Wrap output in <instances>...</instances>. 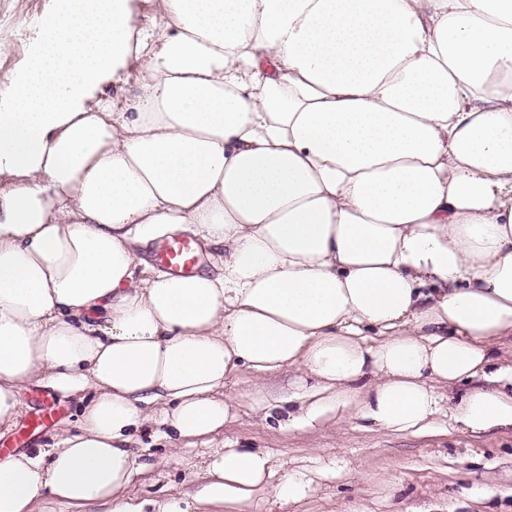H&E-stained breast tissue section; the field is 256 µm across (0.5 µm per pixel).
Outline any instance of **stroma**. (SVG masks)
<instances>
[{
    "label": "stroma",
    "mask_w": 512,
    "mask_h": 512,
    "mask_svg": "<svg viewBox=\"0 0 512 512\" xmlns=\"http://www.w3.org/2000/svg\"><path fill=\"white\" fill-rule=\"evenodd\" d=\"M56 0H0V92L24 69L38 40L39 21ZM293 368L254 378L241 373L224 390L234 404L223 431L174 442L166 427L148 424L136 435L137 454L161 459L136 474L143 498L191 500L210 455L227 448H259L284 459L304 484L302 497L267 493L249 512H512V433L472 438L452 430L427 434L366 429L345 413L310 428L288 425V397L303 378ZM17 425L0 434V460L75 429L81 405L49 389L21 394Z\"/></svg>",
    "instance_id": "1"
}]
</instances>
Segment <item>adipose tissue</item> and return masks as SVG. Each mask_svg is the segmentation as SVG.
I'll return each instance as SVG.
<instances>
[{"label":"adipose tissue","mask_w":512,"mask_h":512,"mask_svg":"<svg viewBox=\"0 0 512 512\" xmlns=\"http://www.w3.org/2000/svg\"><path fill=\"white\" fill-rule=\"evenodd\" d=\"M131 2L58 0L0 94V430L33 384L82 405L0 461V512H144L137 431H219L246 370L316 379L298 426L512 431V0H161L139 30ZM131 59L132 103L97 99ZM176 231L212 269L145 274ZM287 467L226 449L196 503L277 468L298 497Z\"/></svg>","instance_id":"adipose-tissue-1"}]
</instances>
